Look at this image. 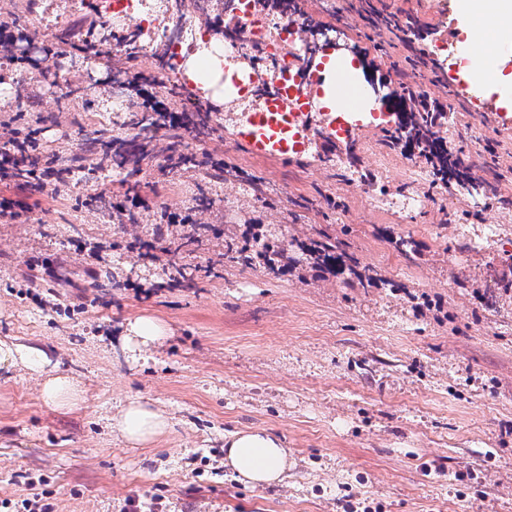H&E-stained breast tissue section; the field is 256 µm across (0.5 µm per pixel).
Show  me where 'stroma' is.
Segmentation results:
<instances>
[{
	"label": "stroma",
	"instance_id": "stroma-1",
	"mask_svg": "<svg viewBox=\"0 0 512 512\" xmlns=\"http://www.w3.org/2000/svg\"><path fill=\"white\" fill-rule=\"evenodd\" d=\"M299 2L321 44L349 46L358 81L451 98L458 0ZM372 11L412 28L413 41L369 27ZM1 21L35 49L0 57V112L69 177L57 193L0 183L29 216L0 217V342L41 349L45 372L79 382L83 401L55 409L39 373L0 370V512H25L34 497L48 512H512V240L479 232L512 225V132L481 101L449 107L443 126L453 144L477 148L493 190L447 196L431 165L424 180L406 179L394 121L330 139L311 116L304 150L279 162L254 155L240 126L214 115L223 94L170 95L163 58L149 49L128 60L97 0H0ZM118 73L153 77L156 97L194 116L182 149L232 167L234 177L211 182L210 206L190 204L202 175L170 169L164 132L141 167L112 148L95 169L73 166L96 129L132 118L108 110ZM241 175L258 177L255 196H240ZM407 192L424 206L368 202ZM134 196L148 203L138 223H112V199ZM164 210L219 230L279 225L292 258L323 232L380 279L348 285L294 261L278 277L233 266L215 276L205 266L223 242L213 238L182 256L200 268L195 286L172 287L129 247L151 239ZM401 238L413 242L409 255L394 247ZM86 244L104 246L101 263H87ZM141 316L165 333L133 352L124 337ZM132 400L170 418L153 445L131 447L111 426ZM248 429L283 440L282 483L253 488L225 466V435Z\"/></svg>",
	"mask_w": 512,
	"mask_h": 512
}]
</instances>
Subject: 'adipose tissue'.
I'll return each instance as SVG.
<instances>
[{
    "instance_id": "1",
    "label": "adipose tissue",
    "mask_w": 512,
    "mask_h": 512,
    "mask_svg": "<svg viewBox=\"0 0 512 512\" xmlns=\"http://www.w3.org/2000/svg\"><path fill=\"white\" fill-rule=\"evenodd\" d=\"M462 17L474 24L470 43L474 53L487 52L491 43L512 37V0H460ZM132 446H145L163 435L168 417L149 404L134 400L115 423ZM224 461L241 481L253 487L279 483L288 469V450L283 441L268 431H239L224 440Z\"/></svg>"
}]
</instances>
